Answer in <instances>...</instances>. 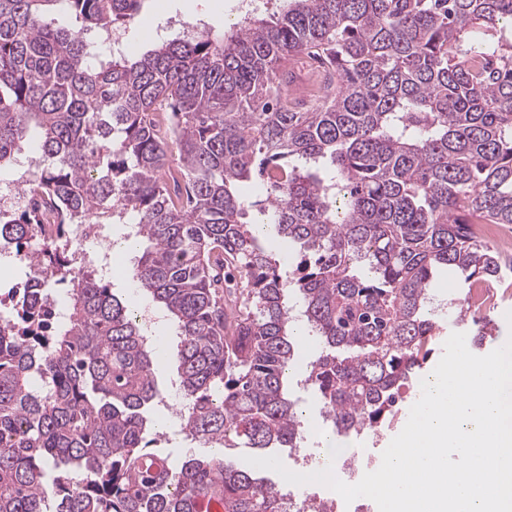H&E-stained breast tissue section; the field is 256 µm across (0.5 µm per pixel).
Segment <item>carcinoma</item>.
I'll return each instance as SVG.
<instances>
[{
	"label": "carcinoma",
	"instance_id": "obj_1",
	"mask_svg": "<svg viewBox=\"0 0 512 512\" xmlns=\"http://www.w3.org/2000/svg\"><path fill=\"white\" fill-rule=\"evenodd\" d=\"M142 0H0V167L39 130L41 201L0 212V236L68 288V318L16 285L0 319V512H283L280 488L228 461L303 437L288 373L291 295L323 348L305 382L330 434L378 429L434 352L439 269L499 277L476 224H512V0H281L271 16L103 61L84 39ZM54 13L75 16L64 28ZM335 83L301 111L292 54ZM253 178L263 201L239 192ZM258 209L300 261L285 268ZM139 224L133 281L177 328L188 434L220 453L173 465L153 451L158 348L110 280L73 278L71 225ZM456 318L493 321L455 300Z\"/></svg>",
	"mask_w": 512,
	"mask_h": 512
}]
</instances>
